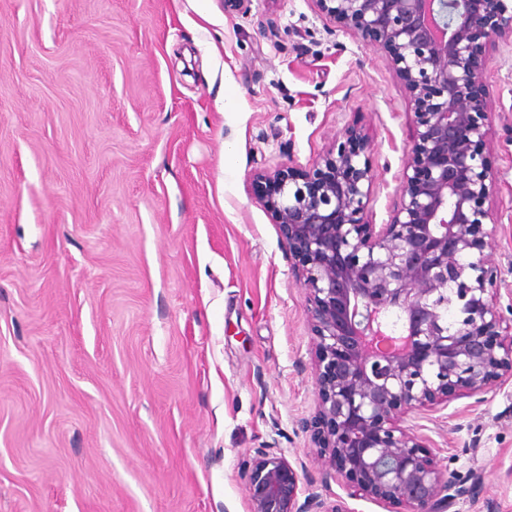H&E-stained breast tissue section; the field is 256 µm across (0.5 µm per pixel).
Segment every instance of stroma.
Instances as JSON below:
<instances>
[{
    "label": "stroma",
    "mask_w": 512,
    "mask_h": 512,
    "mask_svg": "<svg viewBox=\"0 0 512 512\" xmlns=\"http://www.w3.org/2000/svg\"><path fill=\"white\" fill-rule=\"evenodd\" d=\"M486 54L505 311L512 44ZM413 112L388 54L314 0H0V512H247L270 444L334 502L301 427L305 294L253 176L357 129L365 220L387 223ZM410 421L478 485L451 512H512V382Z\"/></svg>",
    "instance_id": "obj_1"
}]
</instances>
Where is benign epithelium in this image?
<instances>
[{
  "mask_svg": "<svg viewBox=\"0 0 512 512\" xmlns=\"http://www.w3.org/2000/svg\"><path fill=\"white\" fill-rule=\"evenodd\" d=\"M315 2L389 55L414 135L399 204L379 226L364 221L371 145L354 128L305 168L253 178L306 294L318 401L302 428L345 497L303 496L298 470L259 448L244 465L248 512H355L349 499L449 512L463 491L404 422L512 380L502 271L484 256L495 176L479 91L487 45L512 42V0Z\"/></svg>",
  "mask_w": 512,
  "mask_h": 512,
  "instance_id": "1",
  "label": "benign epithelium"
}]
</instances>
